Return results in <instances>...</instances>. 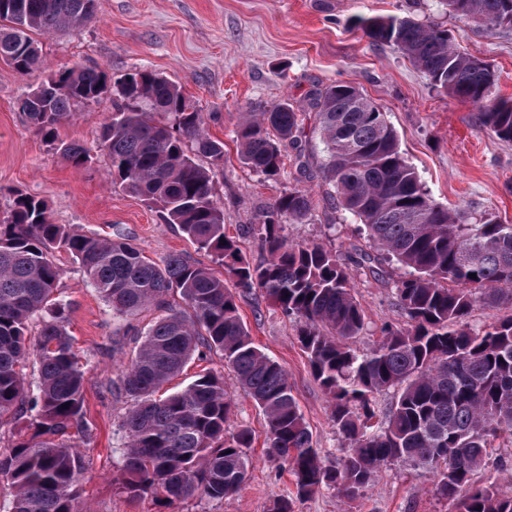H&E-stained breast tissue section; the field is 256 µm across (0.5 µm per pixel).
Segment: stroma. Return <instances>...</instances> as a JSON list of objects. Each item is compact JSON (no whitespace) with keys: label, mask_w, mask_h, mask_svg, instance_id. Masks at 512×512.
<instances>
[{"label":"stroma","mask_w":512,"mask_h":512,"mask_svg":"<svg viewBox=\"0 0 512 512\" xmlns=\"http://www.w3.org/2000/svg\"><path fill=\"white\" fill-rule=\"evenodd\" d=\"M413 16L447 29L452 41L486 62L496 91L512 98V32H488L438 11L433 0H100L97 18L80 31L41 36L45 65L28 75L0 63V218L14 192L43 199L51 219L75 230L108 236L125 227L128 241L145 256L162 261L179 254L214 267L213 257L194 246L156 209L109 176V161L98 148L100 125L112 115V100L80 106L58 129V144L47 143L20 108L24 93L48 72L80 65L118 79L134 69H149L178 85L189 104L202 112L209 134L224 143V158H201L211 172L214 198L224 210L227 234L253 263L265 253L251 227L284 192L308 190L313 207L299 224L288 223L290 242L319 244L349 257L366 242L357 220L327 202L331 190L321 177L322 145L309 107L311 95L340 81L359 88L395 130L402 154L438 204L461 210L465 218L489 215L512 224V142L497 139L479 120L478 109L434 88L428 77L397 48L380 45L358 26L361 17ZM288 101L300 112L306 141L304 158L285 149L279 176L268 178L239 159L236 130L244 112ZM76 143L92 160L75 167L58 148ZM64 269L58 289L67 303V330L86 373L83 424L88 437L74 436L85 470L79 480L80 512H268L273 499L288 493L291 478L283 462L264 454L267 428L261 410L238 388L223 358L195 356L168 385L175 391L199 373L224 376L233 400L225 437L248 429L253 464L238 494L221 502L189 499L166 508L153 495L129 498L115 486L122 445L120 421L130 407L112 387L115 367L135 355L138 335L159 312L149 308L119 316L86 284L78 265L53 250ZM403 274L385 266L382 277L356 272L355 292L368 328L355 346L366 351L381 338L384 325L405 326L394 288ZM240 314L263 351L283 365L308 424L315 448L326 464L336 461L341 442L330 419L326 394L311 375L298 340V325L285 317L260 289L237 296ZM134 334L124 344L116 330ZM439 497L434 478L405 462L383 468L365 494L347 502L335 490L297 500L295 512H455Z\"/></svg>","instance_id":"35a3bbf8"}]
</instances>
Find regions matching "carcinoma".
<instances>
[{"label": "carcinoma", "instance_id": "cac0c4a2", "mask_svg": "<svg viewBox=\"0 0 512 512\" xmlns=\"http://www.w3.org/2000/svg\"><path fill=\"white\" fill-rule=\"evenodd\" d=\"M437 3L459 22L512 29V0ZM97 13L98 0H0V62L29 74L42 65L30 32H77ZM358 24L372 42L398 47L434 87L479 106L482 124L512 141V101L494 96L489 66L456 46L448 30L411 16L360 18ZM112 91L119 99L99 140L112 178L214 256L237 287L264 291L294 317L311 373L329 398L342 457L328 465L314 448L287 370L255 345L223 278L179 254L153 262L119 230L101 238L55 224L41 199L17 192L0 220V417L30 412L35 433L0 456V477L15 489L8 512H75L84 465L66 443L71 430L83 432L85 374L65 327L66 305L57 296L62 268L50 258L52 248L79 265L113 312H162L117 374L119 391L133 401L121 425L126 442L118 478L128 497L222 502L246 481L252 434L242 429L224 438L232 401L221 375L208 371L180 392L151 398L203 348L221 354L263 412L266 456L283 461L293 475L294 490L277 496L270 512H294V500L322 489L355 500L394 461L431 473L436 493L456 502V512H512V492L474 485L493 443L512 440V314L478 330L470 324L477 304L512 302V224L490 217L464 224L457 212L434 203L384 113L358 88L336 81L311 98L322 169L334 187L332 205L360 221L369 250L343 262L321 245L289 242L282 218L300 223L312 207L309 192L295 188L254 227L267 258L252 264L224 232L209 171L190 155L218 162L224 142L209 136L202 113L175 83L146 69L113 81L101 70L73 66L26 92L22 110L53 143L75 106ZM301 136L299 113L286 100L246 112L240 160L275 177L281 146L297 150ZM60 150L75 167L90 160L79 145L64 143ZM385 263L404 269L395 297L407 324L383 327L378 344L360 352L353 344L367 315L353 271L376 276ZM172 293L188 311L172 308ZM33 320L41 328L31 347L26 332ZM31 354L38 373L33 398L22 377ZM389 390L394 399L381 413L375 395Z\"/></svg>", "mask_w": 512, "mask_h": 512}]
</instances>
